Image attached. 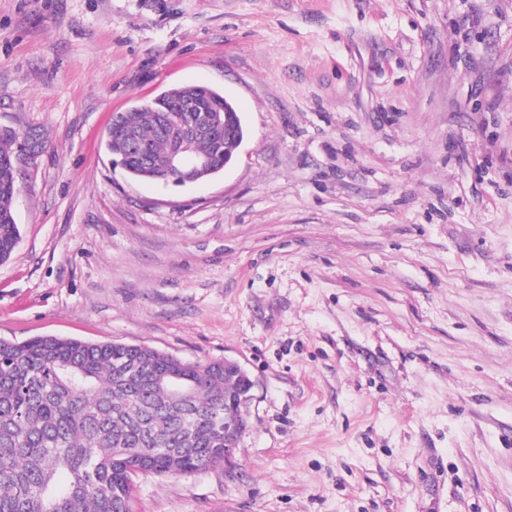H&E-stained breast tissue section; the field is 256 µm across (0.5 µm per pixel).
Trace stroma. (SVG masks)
Listing matches in <instances>:
<instances>
[{"mask_svg":"<svg viewBox=\"0 0 512 512\" xmlns=\"http://www.w3.org/2000/svg\"><path fill=\"white\" fill-rule=\"evenodd\" d=\"M183 83L235 161L131 179L113 114ZM2 129L0 338L255 382L235 467L134 512H512V0H0ZM15 138L11 132L0 133V262L11 257L20 237L12 207L19 175L12 151Z\"/></svg>","mask_w":512,"mask_h":512,"instance_id":"obj_1","label":"stroma"}]
</instances>
